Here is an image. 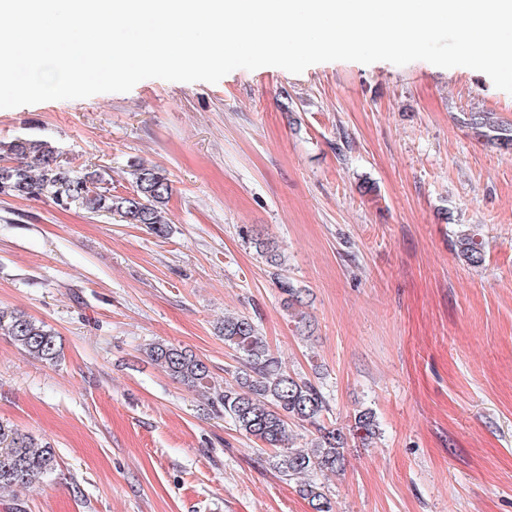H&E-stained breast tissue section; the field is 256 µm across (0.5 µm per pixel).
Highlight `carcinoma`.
<instances>
[{"instance_id": "cac0c4a2", "label": "carcinoma", "mask_w": 512, "mask_h": 512, "mask_svg": "<svg viewBox=\"0 0 512 512\" xmlns=\"http://www.w3.org/2000/svg\"><path fill=\"white\" fill-rule=\"evenodd\" d=\"M463 123L488 141L509 149L512 127L494 120L489 112H471ZM132 194L112 191L105 173L93 169L75 171L63 162L61 152L52 142L17 137L0 141V196L20 199L48 198L54 205L76 206L90 214L107 212L126 224H143L157 236L169 232L167 206L173 187L166 172L138 162L132 165ZM460 255L472 265L484 262L481 244L469 232L458 236ZM258 254L272 268L282 270L285 257L268 240L255 239ZM284 294L283 307L290 321L304 332L310 321L303 311L305 289L288 277H277ZM0 333L8 336L21 353L45 361L56 362L61 356L58 336L43 322L19 311H0ZM220 333L224 343L234 349L244 369L234 375V383L222 390L212 386L208 366L193 352L164 342H153L146 348L152 361L179 383L208 394L215 410L224 412L236 429L247 437L274 449L272 465L283 479L291 481L313 471L336 473L344 467L348 438L366 445L378 434L374 413L359 411L354 423L343 430L322 423L326 398L310 379L290 374L274 357L254 322L242 315L224 316ZM294 421L314 429L310 447L288 446V426ZM57 458L53 448L33 437L0 424V491L27 488L53 474ZM299 493L311 502L315 512H331L323 486L306 480Z\"/></svg>"}]
</instances>
